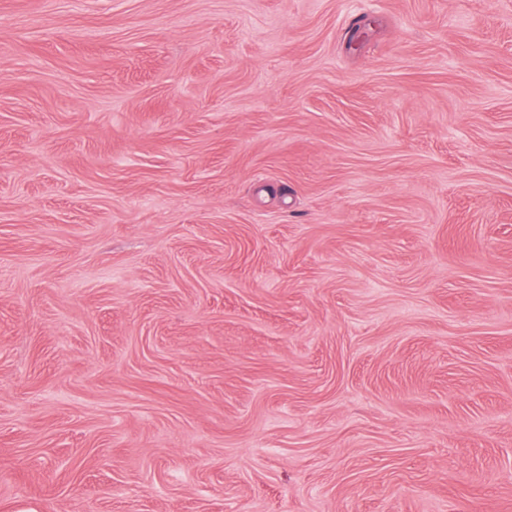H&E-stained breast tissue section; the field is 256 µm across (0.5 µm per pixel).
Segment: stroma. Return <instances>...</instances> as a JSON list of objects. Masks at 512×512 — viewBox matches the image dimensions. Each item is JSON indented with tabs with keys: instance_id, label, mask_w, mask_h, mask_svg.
<instances>
[{
	"instance_id": "stroma-1",
	"label": "stroma",
	"mask_w": 512,
	"mask_h": 512,
	"mask_svg": "<svg viewBox=\"0 0 512 512\" xmlns=\"http://www.w3.org/2000/svg\"><path fill=\"white\" fill-rule=\"evenodd\" d=\"M0 512H512V0H0Z\"/></svg>"
}]
</instances>
